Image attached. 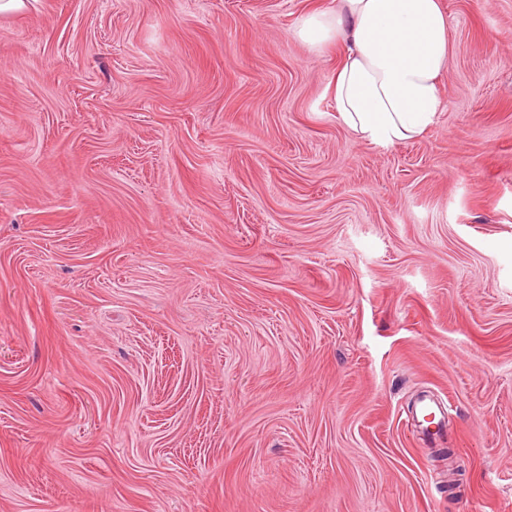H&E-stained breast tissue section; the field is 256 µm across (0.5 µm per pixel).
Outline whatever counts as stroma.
<instances>
[{
  "instance_id": "35a3bbf8",
  "label": "stroma",
  "mask_w": 512,
  "mask_h": 512,
  "mask_svg": "<svg viewBox=\"0 0 512 512\" xmlns=\"http://www.w3.org/2000/svg\"><path fill=\"white\" fill-rule=\"evenodd\" d=\"M331 2L0 21V512H512V0L387 149Z\"/></svg>"
}]
</instances>
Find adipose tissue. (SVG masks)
Wrapping results in <instances>:
<instances>
[{"mask_svg": "<svg viewBox=\"0 0 512 512\" xmlns=\"http://www.w3.org/2000/svg\"><path fill=\"white\" fill-rule=\"evenodd\" d=\"M295 35L313 50L340 47L336 110L372 145L421 135L444 108L440 81L451 45L440 0H336L303 16Z\"/></svg>", "mask_w": 512, "mask_h": 512, "instance_id": "1", "label": "adipose tissue"}]
</instances>
